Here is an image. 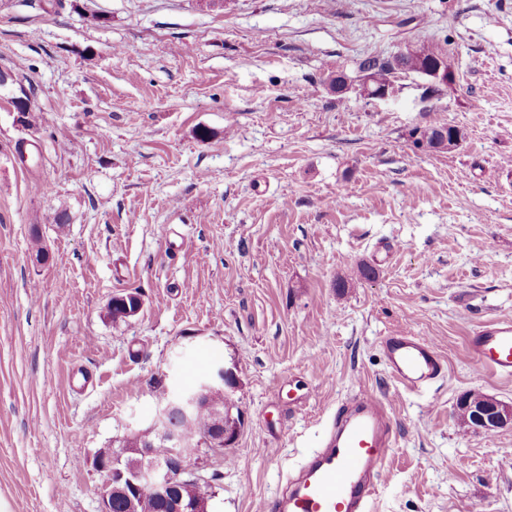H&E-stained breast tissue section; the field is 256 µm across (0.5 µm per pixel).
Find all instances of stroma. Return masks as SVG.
<instances>
[{"label":"stroma","mask_w":512,"mask_h":512,"mask_svg":"<svg viewBox=\"0 0 512 512\" xmlns=\"http://www.w3.org/2000/svg\"><path fill=\"white\" fill-rule=\"evenodd\" d=\"M422 40L448 46L452 83L326 85ZM1 73L10 512H100L93 454L218 364L244 426L201 457L214 512H261L361 389L397 434L372 512H512V427L456 419L470 391L512 403L468 350L512 318V0H0ZM433 123L464 140L416 144ZM126 293L141 310L112 320ZM398 332L446 361L423 393L386 368Z\"/></svg>","instance_id":"stroma-1"}]
</instances>
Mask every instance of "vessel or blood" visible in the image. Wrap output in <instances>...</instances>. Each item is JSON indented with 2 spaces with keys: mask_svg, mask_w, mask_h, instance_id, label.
Segmentation results:
<instances>
[{
  "mask_svg": "<svg viewBox=\"0 0 512 512\" xmlns=\"http://www.w3.org/2000/svg\"><path fill=\"white\" fill-rule=\"evenodd\" d=\"M477 372L512 375V319L481 323L468 342ZM391 377L408 392L440 380L446 366L429 339L407 333L383 337ZM395 445L386 405L363 390L337 406L325 445L267 506L268 512H370L383 466Z\"/></svg>",
  "mask_w": 512,
  "mask_h": 512,
  "instance_id": "vessel-or-blood-1",
  "label": "vessel or blood"
}]
</instances>
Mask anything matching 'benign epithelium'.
I'll list each match as a JSON object with an SVG mask.
<instances>
[{
  "instance_id": "1",
  "label": "benign epithelium",
  "mask_w": 512,
  "mask_h": 512,
  "mask_svg": "<svg viewBox=\"0 0 512 512\" xmlns=\"http://www.w3.org/2000/svg\"><path fill=\"white\" fill-rule=\"evenodd\" d=\"M428 73L438 83L448 82L451 72L448 68V55L436 54L429 62ZM133 305H128L127 297H113L114 303L123 307L122 315L135 316L142 307L141 298L132 293ZM236 380L234 369L224 365L214 367L202 377L196 388L182 393H167L158 413L149 427L156 440H160L171 450V463H163L155 458V440L142 438L137 433L138 444L135 454L138 458L130 466H121L105 458L94 457L93 467L101 475L100 491L101 512H111L112 497L121 496L133 502L140 495L154 497L164 504L168 512H207L209 499L204 498L192 504L177 494L179 486L193 480L206 483L208 479L202 474V468H195L191 461L202 447H207L215 455H221L224 449L236 442L241 426L221 429L205 437L187 440L172 429L167 421L171 410L176 409L186 418H191L203 408V400L216 390H222ZM473 418L478 429L486 432L496 431L512 425V404L492 398L473 407Z\"/></svg>"
}]
</instances>
